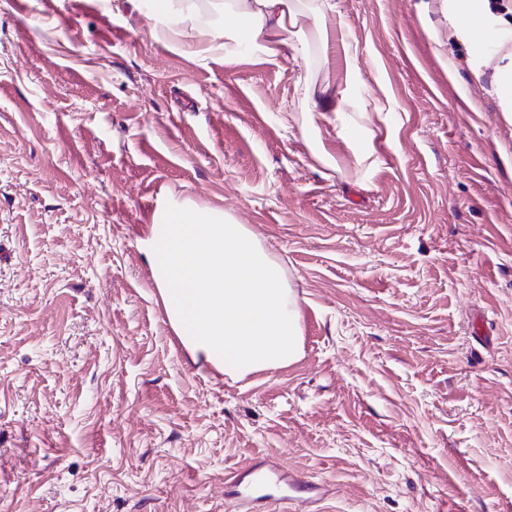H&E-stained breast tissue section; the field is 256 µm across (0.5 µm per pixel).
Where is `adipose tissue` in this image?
<instances>
[{"label": "adipose tissue", "mask_w": 512, "mask_h": 512, "mask_svg": "<svg viewBox=\"0 0 512 512\" xmlns=\"http://www.w3.org/2000/svg\"><path fill=\"white\" fill-rule=\"evenodd\" d=\"M155 40L175 43L180 19L187 18L211 35L207 50L225 63L239 60V36L248 33L250 56L275 62L297 48L327 49L336 32V0H149Z\"/></svg>", "instance_id": "ef3b65f1"}]
</instances>
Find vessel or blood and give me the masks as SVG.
I'll list each match as a JSON object with an SVG mask.
<instances>
[{"label": "vessel or blood", "mask_w": 512, "mask_h": 512, "mask_svg": "<svg viewBox=\"0 0 512 512\" xmlns=\"http://www.w3.org/2000/svg\"><path fill=\"white\" fill-rule=\"evenodd\" d=\"M233 512H283L288 503L319 504L323 487L305 480L274 460H260L238 470L225 485Z\"/></svg>", "instance_id": "vessel-or-blood-1"}]
</instances>
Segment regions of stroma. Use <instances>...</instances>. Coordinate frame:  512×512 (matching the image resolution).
<instances>
[{
  "instance_id": "obj_1",
  "label": "stroma",
  "mask_w": 512,
  "mask_h": 512,
  "mask_svg": "<svg viewBox=\"0 0 512 512\" xmlns=\"http://www.w3.org/2000/svg\"><path fill=\"white\" fill-rule=\"evenodd\" d=\"M453 2L336 0L327 64L228 65L129 0H0V512H230L260 457L323 512H512V19L487 48ZM182 202L284 268L298 360L176 336L144 242ZM329 86H325L319 90V93L323 96L324 101H318L316 98L315 90H308L307 93V111L308 112H326L328 108H331L333 112H342L346 105V100L341 98L337 104L336 109V92H330Z\"/></svg>"
}]
</instances>
